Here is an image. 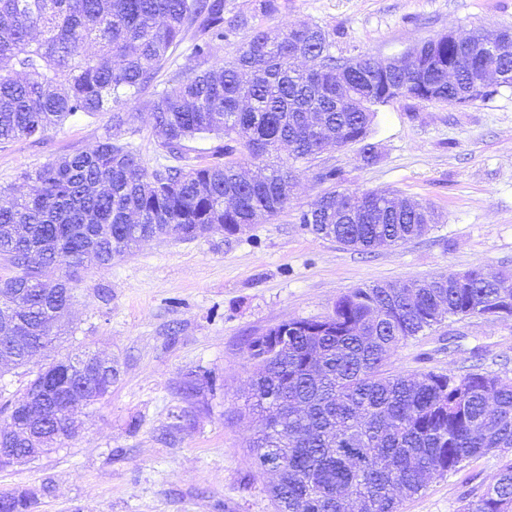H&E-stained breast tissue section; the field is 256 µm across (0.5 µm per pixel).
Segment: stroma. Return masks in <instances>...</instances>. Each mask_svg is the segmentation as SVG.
<instances>
[{
    "label": "stroma",
    "mask_w": 512,
    "mask_h": 512,
    "mask_svg": "<svg viewBox=\"0 0 512 512\" xmlns=\"http://www.w3.org/2000/svg\"><path fill=\"white\" fill-rule=\"evenodd\" d=\"M257 14L258 0H227L231 14L276 29L304 22L336 29L334 52L349 58L400 55L448 30L512 28V0H278ZM183 43L129 106L123 134L154 165L160 137L148 110L174 71L197 67ZM112 111L76 116L40 142L0 145V200L24 176L64 155L95 148ZM372 161L358 147H327L313 162L293 161L295 185L274 219L230 236L214 230L191 241H143L111 266L73 284L61 342L33 358L45 364L78 348L118 359L112 393L79 409L83 431L71 447L29 464L0 469V492L17 486L38 498L37 512H277L273 471L256 470L258 430L248 407L253 368L245 345L292 319L328 315L339 296L366 285L422 279L478 268L512 271V89L459 109L398 98L378 107ZM341 178L322 182L320 170ZM385 190L431 204L438 224L396 247L363 254L312 234L300 222L324 192ZM482 365L512 375V322L450 318L392 352L386 369L411 374ZM202 382L197 396L184 394ZM488 455L463 470L431 478L403 498L400 512H459L499 470Z\"/></svg>",
    "instance_id": "1"
}]
</instances>
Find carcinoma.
I'll return each mask as SVG.
<instances>
[{
  "mask_svg": "<svg viewBox=\"0 0 512 512\" xmlns=\"http://www.w3.org/2000/svg\"><path fill=\"white\" fill-rule=\"evenodd\" d=\"M226 0H0V144L42 139L78 114L112 108V129L128 124L124 109L155 78L168 54L195 29L192 56L208 60L228 36L250 34L228 61L174 73L155 94L150 112L162 134L163 157L177 166L149 168L128 143L107 135L94 149L57 158L26 175L27 190L0 205V260L18 270L0 278V310L27 317V340L1 354L21 368L54 340L52 329L69 308L77 271L104 268L141 240L177 233L193 240L214 228L233 235L288 204L290 167L265 157L286 144L294 160L316 159L330 139L338 146L367 142L375 107L404 97L446 104L463 98L467 75L448 83L445 37L416 49L420 68L384 69L369 55H334L332 34L303 23L276 31L236 15ZM318 133L307 132L310 113ZM242 144L248 176L235 148L214 147L217 161L186 162L185 143L201 135ZM415 200L397 206L384 192L329 191L300 223L311 233L361 251L403 244L422 235ZM457 287L433 276L392 300L380 285L354 288L331 314L290 323L247 341L254 367L252 410L261 421L254 464H272L270 489L278 512H399L400 497L419 493L432 476L461 471L480 457L512 450V378L480 365L462 370L391 374V351L437 324L436 312L472 317L498 303L512 311V274L489 278L479 269ZM109 367L87 392L92 404L112 389ZM43 397L80 388L62 376ZM55 451L75 440L64 416L53 428ZM9 443L29 451L27 430L15 425ZM38 499L23 488L0 493V512H34ZM461 512H512V460Z\"/></svg>",
  "mask_w": 512,
  "mask_h": 512,
  "instance_id": "carcinoma-1",
  "label": "carcinoma"
}]
</instances>
